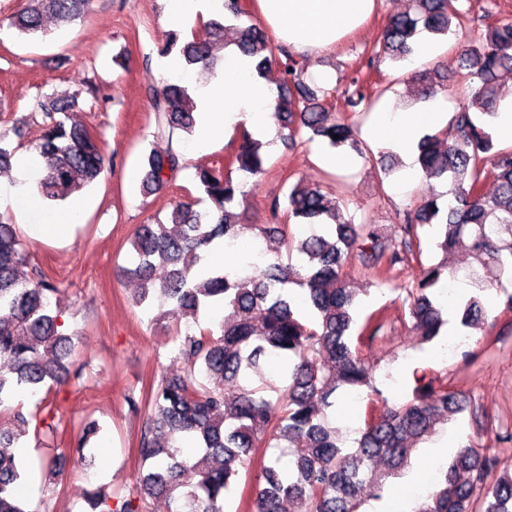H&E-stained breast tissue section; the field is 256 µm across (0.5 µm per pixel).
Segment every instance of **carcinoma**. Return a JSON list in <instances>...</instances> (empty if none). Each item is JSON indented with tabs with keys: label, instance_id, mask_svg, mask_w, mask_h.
Returning <instances> with one entry per match:
<instances>
[{
	"label": "carcinoma",
	"instance_id": "obj_1",
	"mask_svg": "<svg viewBox=\"0 0 512 512\" xmlns=\"http://www.w3.org/2000/svg\"><path fill=\"white\" fill-rule=\"evenodd\" d=\"M90 3L27 0L10 26L45 38L51 34L47 20L71 24L83 18ZM468 21L464 0H412L411 11L387 18L342 89L323 86L325 80L307 74L300 56L286 47L274 56L267 32L253 21L233 27L236 37L227 38L221 14L208 21L204 38L182 40L178 31H169L158 53L178 56L187 71L202 62L211 74L219 46L234 45L253 58L261 78L271 65H279L283 84L272 114L277 137L293 144L308 130L311 140L318 137L372 161L373 152L358 139L356 121L333 111L328 101L340 95L353 112H371L384 93L371 81L381 64L409 60L420 34L446 35L451 25L464 27ZM458 69L467 83L453 118L454 136L421 137L415 160L424 178L450 183V199L422 197L404 208L391 237L375 224L343 219L340 189L324 191L299 181L289 188L286 206L276 198L270 202L271 223H247L244 203L252 188L245 178L264 171L266 156L245 127L224 167L196 166V183L208 207L181 203L170 222L138 226L129 263L118 269L119 276L139 284L135 305L158 309L157 321L178 323L216 311L220 336L176 334L174 351L185 366L162 376L151 395L140 445L148 466L139 474L136 491L115 499L95 494L88 499L90 512H148L149 500L159 497L168 498L169 512H224L225 493L251 460L259 462L254 512H283L286 500L297 505L296 512H377L370 502L385 498L388 479L404 473L416 446L435 434L439 423L471 407L462 392L426 374L415 379L413 398L389 403L376 386L372 354L386 314L382 309L360 314L358 293L349 283L355 271L383 283L397 267L414 266L405 287V316L422 342L431 343L448 323L437 286L448 270V252L461 239L470 240L485 277L497 281L512 268V147H496L487 130L498 115L502 78L512 75V15L492 4L486 32L458 51ZM436 73L433 67L406 75L420 83L419 99L448 91V85L434 80ZM152 101L169 131L194 134L196 105L187 87L166 84L153 90ZM73 105L55 99L44 105L36 150L46 162L39 191L50 201H64L94 184L105 168L97 136L59 118ZM182 168L179 152H150L144 191L167 186ZM235 172L240 177H233ZM290 219L308 227V234L294 238ZM425 226L437 228L442 259L435 264L422 259L419 229ZM504 232L511 239H504ZM246 235L265 241L277 236L299 261L278 256L259 265L249 261L252 272L244 276L210 264L209 250ZM26 263L14 225L0 217V415L21 391L37 396L49 381L83 378L81 371L69 370L73 338L60 331V314L50 307L49 295L61 292V285L36 266L31 275H19ZM460 308L465 327L486 316L478 295L464 298ZM273 361L280 387L265 376ZM364 389L371 393L365 407L377 408L378 415L364 421L350 447L328 422V413L344 393ZM267 391L276 397L266 396ZM23 423L18 414L11 423L0 420V512H32L17 490L26 476L18 451L17 427ZM97 433L96 424L84 425L74 447L60 449L46 467L56 468L67 452L85 460ZM185 438L198 445L193 457L182 454L179 443ZM270 448L288 451V465L267 455ZM407 512H512V450L473 443L460 447L433 492L415 500Z\"/></svg>",
	"mask_w": 512,
	"mask_h": 512
}]
</instances>
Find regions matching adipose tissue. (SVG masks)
Masks as SVG:
<instances>
[{
    "mask_svg": "<svg viewBox=\"0 0 512 512\" xmlns=\"http://www.w3.org/2000/svg\"><path fill=\"white\" fill-rule=\"evenodd\" d=\"M257 13L279 44L299 53L330 50L358 30L375 12L377 0H255ZM201 118L196 139L205 144L218 133L246 126L262 141L276 134L272 113L275 96L270 84L256 76L251 58L234 47L224 50V72L204 88L193 91ZM448 108L440 102L414 112L384 107L368 128L372 139H388L410 149L422 129L443 123Z\"/></svg>",
    "mask_w": 512,
    "mask_h": 512,
    "instance_id": "1",
    "label": "adipose tissue"
}]
</instances>
